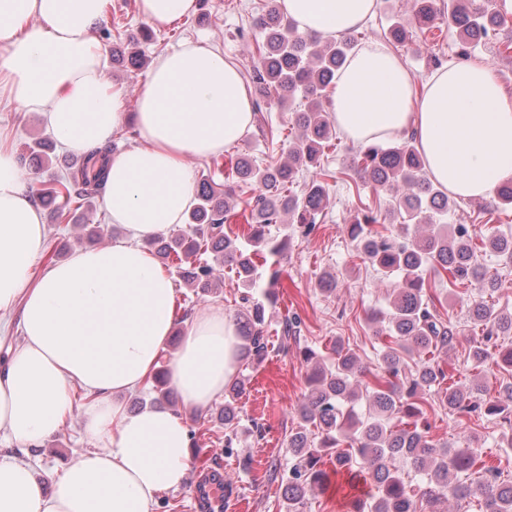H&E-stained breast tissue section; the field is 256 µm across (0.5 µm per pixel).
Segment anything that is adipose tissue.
<instances>
[{
  "label": "adipose tissue",
  "mask_w": 512,
  "mask_h": 512,
  "mask_svg": "<svg viewBox=\"0 0 512 512\" xmlns=\"http://www.w3.org/2000/svg\"><path fill=\"white\" fill-rule=\"evenodd\" d=\"M303 33L336 37L373 14L376 0H278ZM107 0H0V101L40 113L67 151L85 155L134 125L136 145L113 155L103 205L123 238L89 247L34 273L45 235L40 209L0 127V328L17 322L20 345L0 359V439L40 448L71 414L69 385L90 402L80 412L90 447L38 478L33 465L0 455V512H155L186 483V415L207 409L238 368V326L223 306L194 316L173 355L169 382L184 413L129 410L179 320L177 290L145 248L183 224L195 204L190 160L242 142L253 124L251 91L220 48L194 42L159 56L136 99L102 71L96 31ZM154 26L172 24L196 0H137ZM331 110L350 141L413 133L428 178L453 196L479 199L512 177V99L481 63L438 68L415 86L397 56L370 40L348 58Z\"/></svg>",
  "instance_id": "adipose-tissue-1"
}]
</instances>
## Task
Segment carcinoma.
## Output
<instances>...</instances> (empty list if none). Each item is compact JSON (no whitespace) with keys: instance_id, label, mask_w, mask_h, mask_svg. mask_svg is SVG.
Returning <instances> with one entry per match:
<instances>
[{"instance_id":"obj_1","label":"carcinoma","mask_w":512,"mask_h":512,"mask_svg":"<svg viewBox=\"0 0 512 512\" xmlns=\"http://www.w3.org/2000/svg\"><path fill=\"white\" fill-rule=\"evenodd\" d=\"M457 29L458 56L471 57L476 47L498 35L505 18L497 0H447L438 8L436 0H414L413 20L421 30L435 28L440 18ZM262 40L255 41L253 82L257 96L253 111L258 114L257 129L263 131L262 105L275 96L282 100L301 97L304 109L295 113L299 129L294 139H284L285 158L275 166L259 167L239 157L233 174L254 187L258 195L248 203L252 227L248 242L253 253L246 254L234 239L224 233V224L235 207L233 195L217 190L209 180L201 179L195 190L196 204L186 218L187 229L170 236L159 235L148 241L157 256L175 262L185 285L198 296H205L217 286V268L235 269L238 286L245 289L243 300L247 313L239 322V360L248 364L268 348L264 336L266 308L274 303L273 288L279 281L281 260L288 246V236L281 240L266 237L270 224H303L312 228L327 199V183L315 180L305 190L295 191V174L302 168L320 166L324 150L332 147L336 129L323 105L327 89L357 46L350 36L324 38L301 33L284 19L272 5L259 19ZM112 56L124 66L139 69L145 58L137 43L117 44ZM51 141L37 139L27 152L44 165ZM107 151H94L78 166L50 187L38 190L39 199L55 204V218L63 222L72 207L104 190ZM356 166L367 174L377 190L402 188L394 197L390 218L399 221L403 241L370 229L376 218L350 225V235L364 257L385 275H399L388 308L371 317L389 338L377 352L382 373L364 385L368 409L364 415L355 411L360 394L354 379L364 373L357 354L342 340L336 341L335 358L327 362L306 347L304 361L311 364L307 376L308 393L299 409V421L288 435V447L295 463L282 476L285 512H303L310 492L321 487L345 489L357 496L351 512H422L418 502L438 506L453 497L459 502L481 497V512H512V478H502L499 467L485 460L474 436L464 438L457 447L438 445L427 435L421 395L431 388L440 394L448 413L458 417L492 416L499 421L501 441L512 451V382L504 386L509 402L487 400L481 387L464 389L454 379V368L438 360L436 354L464 342L475 369L492 367L512 372V348L503 338L512 336V313L500 312L486 296L501 289L495 276L479 271L478 252L489 250L512 264V234H491L481 243L466 224H457L453 233L432 230L413 235L410 225L443 224L448 218L449 198L426 177L423 159L410 136L393 144L372 143L362 146ZM267 272V285L256 297L259 287L258 267ZM446 276L454 285H478V298L469 307L472 332L466 336L437 313L434 300L427 295L424 272ZM428 354L408 362L412 352ZM246 378L235 374L224 386V409L216 421L224 424V451H230L238 424L236 399L243 393ZM154 400L176 405L174 393L167 387L166 370L153 376ZM336 454L335 468H321L323 457ZM407 461L420 478L413 485L396 466ZM462 474L465 479L448 484V475ZM200 512H224L230 485L215 468L195 485Z\"/></svg>"}]
</instances>
